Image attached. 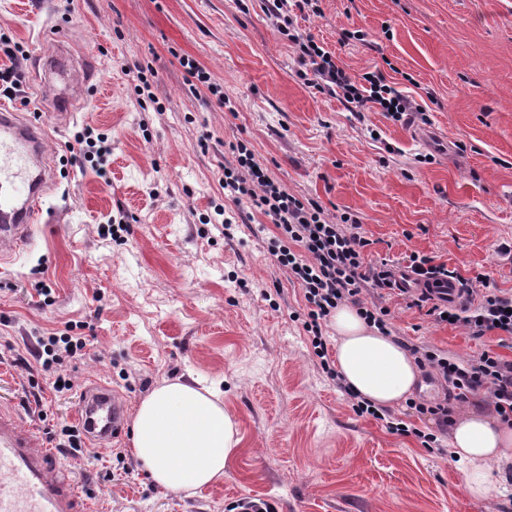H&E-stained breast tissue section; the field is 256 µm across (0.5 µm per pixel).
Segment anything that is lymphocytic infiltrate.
I'll use <instances>...</instances> for the list:
<instances>
[{
  "label": "lymphocytic infiltrate",
  "instance_id": "1",
  "mask_svg": "<svg viewBox=\"0 0 512 512\" xmlns=\"http://www.w3.org/2000/svg\"><path fill=\"white\" fill-rule=\"evenodd\" d=\"M319 2L267 0L266 5L278 32L291 43L300 63L306 66L310 74L309 86L340 98L352 112L377 108L391 112L393 120L399 122L408 113L420 111V104L387 82L381 71H369L361 80H353L331 53L311 37L296 31L294 11L320 13ZM234 150L237 165L224 171V194L236 201L248 200L254 212L271 218L276 232L268 239L269 251L291 273L303 292L307 309L303 326L313 353L319 358L322 370L335 378L338 390L346 395L357 415L384 422L393 434L409 432L402 420L361 397L344 379L338 378L336 369L331 367L323 328L340 305L356 306L367 324L375 326L382 335H392L389 309L376 302L365 303L362 297L400 289L406 281L421 288L415 306L429 304V313L436 320L463 325L477 338L497 329L512 339V295L488 291L482 294L476 307L458 308L449 305L448 288L456 284L461 291H471V280L446 266L433 264L430 257L410 255L409 271L399 278L391 270L366 267L367 241L358 233L357 222L345 216L336 222L329 220L318 201L298 198L272 180L244 142H237ZM37 342L41 348L42 372L58 382L59 392H72L74 381L62 372L61 366L64 361L85 357V337L68 326L38 337ZM408 350L419 368L435 374L447 389L442 400L416 403L418 413L434 416L444 429L448 426L452 402L483 393L492 401L501 419L512 425V361L487 351L461 360L428 345L412 344Z\"/></svg>",
  "mask_w": 512,
  "mask_h": 512
}]
</instances>
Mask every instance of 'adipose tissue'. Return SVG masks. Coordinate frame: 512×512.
Here are the masks:
<instances>
[{"label":"adipose tissue","instance_id":"obj_1","mask_svg":"<svg viewBox=\"0 0 512 512\" xmlns=\"http://www.w3.org/2000/svg\"><path fill=\"white\" fill-rule=\"evenodd\" d=\"M332 327L336 368L354 391L382 408L411 395L420 369L408 351L368 326L349 305L337 307ZM449 431L452 459L467 466L465 492L483 497L490 464L512 458V426L473 411L451 418ZM239 445L235 424L214 393L185 381L159 386L134 415L133 454L151 479L170 491L200 488L223 477Z\"/></svg>","mask_w":512,"mask_h":512}]
</instances>
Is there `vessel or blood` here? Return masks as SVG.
<instances>
[{
	"label": "vessel or blood",
	"mask_w": 512,
	"mask_h": 512,
	"mask_svg": "<svg viewBox=\"0 0 512 512\" xmlns=\"http://www.w3.org/2000/svg\"><path fill=\"white\" fill-rule=\"evenodd\" d=\"M44 127L19 119L13 105L0 102V263L32 241L43 216L50 172L43 166ZM83 426L103 447L124 434L125 403L111 387L97 383L79 401ZM0 512H92L42 436L11 407H0Z\"/></svg>",
	"instance_id": "1"
}]
</instances>
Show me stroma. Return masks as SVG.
Masks as SVG:
<instances>
[{"instance_id": "obj_1", "label": "stroma", "mask_w": 512, "mask_h": 512, "mask_svg": "<svg viewBox=\"0 0 512 512\" xmlns=\"http://www.w3.org/2000/svg\"><path fill=\"white\" fill-rule=\"evenodd\" d=\"M296 13L353 78L383 69L426 118L357 116L308 87L262 0H0V33L27 52L18 112L48 130L54 179L27 250L0 264V405L41 434L76 422L80 389L103 382L136 408L167 381L195 377L220 394L241 449L216 482L192 492L153 483L130 437L70 454L95 512H225L253 497L275 512H512V459L475 500L464 465L415 436L358 416L322 372L298 316L303 293L269 250V217L226 198L220 184L245 142L289 193L328 219L347 214L370 265L417 253L512 294V0H321ZM66 35L93 80L70 111L44 87L34 48L46 27ZM359 30L364 40L352 39ZM195 59L225 102L193 87ZM153 99L141 100L139 76ZM112 141L109 180L68 146L84 126ZM236 224L215 223L216 209ZM124 218L123 240L108 221ZM50 289V297L39 288ZM395 334L468 359L512 360L501 332L481 338L382 301ZM79 324L88 359L65 363L76 390L56 393L35 358L37 336Z\"/></svg>"}]
</instances>
